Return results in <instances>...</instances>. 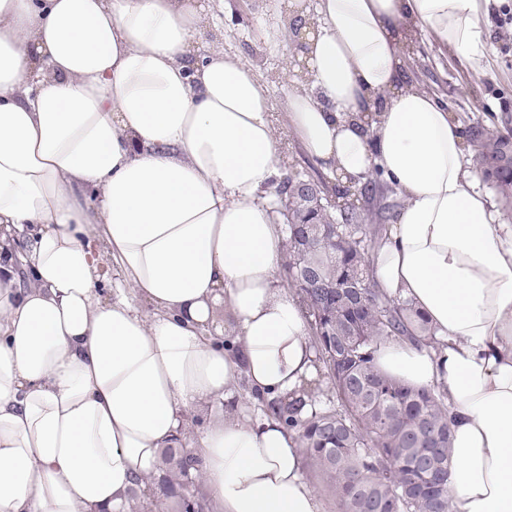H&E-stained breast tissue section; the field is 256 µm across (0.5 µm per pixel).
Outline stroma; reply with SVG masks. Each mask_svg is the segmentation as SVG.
Masks as SVG:
<instances>
[{
	"label": "stroma",
	"mask_w": 512,
	"mask_h": 512,
	"mask_svg": "<svg viewBox=\"0 0 512 512\" xmlns=\"http://www.w3.org/2000/svg\"><path fill=\"white\" fill-rule=\"evenodd\" d=\"M278 0H213L208 26L199 41L203 47L218 45L225 54L256 68L265 83L275 114L274 128L281 145L282 173L323 175L330 187L339 177L323 172L308 156L288 125L285 109L287 85L300 66L295 47L273 49L266 31L274 24ZM512 15V0H491L486 16L487 61L473 70L460 56L440 48L428 34H420L410 54L404 55L401 78L419 84L446 104L464 135L475 127L492 132L512 131V22L500 24L502 14ZM376 194L364 195L363 185H349V192L362 194L364 223H379L381 216L396 217L401 200L395 190L373 178Z\"/></svg>",
	"instance_id": "obj_1"
}]
</instances>
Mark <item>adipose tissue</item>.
Wrapping results in <instances>:
<instances>
[{"instance_id":"ef3b65f1","label":"adipose tissue","mask_w":512,"mask_h":512,"mask_svg":"<svg viewBox=\"0 0 512 512\" xmlns=\"http://www.w3.org/2000/svg\"><path fill=\"white\" fill-rule=\"evenodd\" d=\"M207 17L200 0H0V512H129L238 377L288 402L312 374L263 199L282 160L271 101L255 68L200 53ZM307 25L291 128L325 169L400 195L374 279L438 338L385 341L374 364L447 405L451 512H512V224L448 110L400 83L418 30L480 68L479 0H318ZM106 259L122 282L103 300ZM190 450L213 512H322L276 414L219 415Z\"/></svg>"}]
</instances>
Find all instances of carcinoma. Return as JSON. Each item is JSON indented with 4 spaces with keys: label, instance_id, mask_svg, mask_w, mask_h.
Segmentation results:
<instances>
[{
    "label": "carcinoma",
    "instance_id": "carcinoma-1",
    "mask_svg": "<svg viewBox=\"0 0 512 512\" xmlns=\"http://www.w3.org/2000/svg\"><path fill=\"white\" fill-rule=\"evenodd\" d=\"M480 171L512 204V134L477 127L473 133ZM328 188L318 177L296 173L275 189V212L284 224L283 270L299 296L336 394V407H316L304 418L303 399L277 406L298 433L309 468L336 497L339 512H449L451 428L441 397L379 371L373 349L390 339L416 345L438 342L408 300L384 293L372 276L369 252L386 232L360 223L359 198ZM347 358L336 360V350ZM163 450L155 488L171 512H204L196 482L197 459L175 440Z\"/></svg>",
    "mask_w": 512,
    "mask_h": 512
}]
</instances>
